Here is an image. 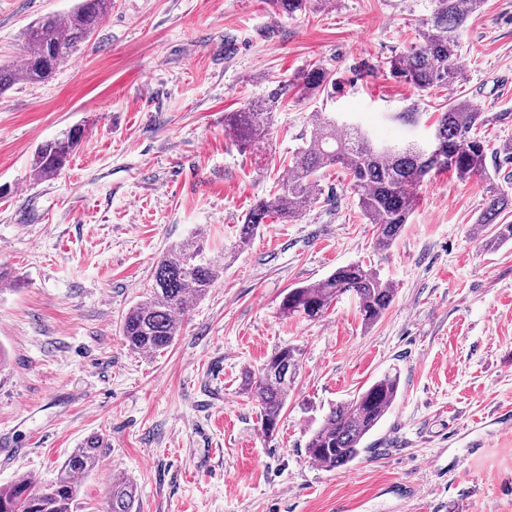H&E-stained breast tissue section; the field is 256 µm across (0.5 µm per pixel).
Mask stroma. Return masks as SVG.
I'll return each instance as SVG.
<instances>
[{
  "label": "stroma",
  "instance_id": "35a3bbf8",
  "mask_svg": "<svg viewBox=\"0 0 512 512\" xmlns=\"http://www.w3.org/2000/svg\"><path fill=\"white\" fill-rule=\"evenodd\" d=\"M77 0H0V63L18 64L27 25ZM434 0H311L289 15L267 0H112L92 37L46 80L0 94V484H51L91 436L99 465L76 512H107L113 480L137 512H512V243L483 246L493 181L440 173L417 189L400 235L377 250L340 169L296 221L238 229L288 178L316 113L375 140L423 141L461 97L512 140V0H485L462 33L460 85L417 94L388 66ZM319 66L316 94L289 92L263 144L243 151L224 115ZM418 106L414 123L395 113ZM509 113L496 121L495 113ZM83 130L68 165L36 178V148ZM221 274L165 352L131 350L120 324L160 256L193 232ZM361 262L395 296L372 325L346 293L318 319L286 317L284 293ZM298 349L272 435L242 389L280 346ZM388 372L401 394L370 450L329 470L305 453L330 405Z\"/></svg>",
  "mask_w": 512,
  "mask_h": 512
}]
</instances>
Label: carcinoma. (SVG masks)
<instances>
[{"mask_svg": "<svg viewBox=\"0 0 512 512\" xmlns=\"http://www.w3.org/2000/svg\"><path fill=\"white\" fill-rule=\"evenodd\" d=\"M112 0H80L66 15L46 14L25 30L21 67L0 65V93L19 82L50 77L95 30ZM483 0H435L432 15L423 23L420 41L403 56L390 61V72L423 94L437 84L450 87L462 81L456 64L460 32L478 11ZM329 74L314 67L302 76L303 90H319ZM290 84L280 81L267 96L245 104L224 116V130L235 145L247 150L269 134L272 114L288 100ZM488 121L466 99L457 98L441 113L432 141L436 152L412 143L405 146L378 144L360 128L344 127L327 115L312 121L309 138L288 166V179L280 192L263 198L246 215L240 227V243H247L276 214L294 218L317 199L318 174L330 167L343 169L348 188L357 195L358 206L370 223L377 225L376 247L393 244L413 214L416 188L444 170L451 169L462 180L490 178L487 144L480 130ZM83 135L72 127L42 144L33 159L34 175L53 176L69 161ZM512 210V195L492 189L478 224L490 228L486 246L512 242V224H499V216ZM217 267L206 257L204 237L195 234L172 247L155 264L153 283L147 296L131 306L121 320V333L129 347L140 353L157 354L168 349L181 328L180 316L189 312L213 286ZM350 292L359 301L366 324L377 321L395 295L393 284L373 269L359 263L336 268L326 278L292 288L281 302L285 315L309 319L320 316L339 295ZM295 347L276 349L258 371H247L242 385L257 402L262 427L275 431L288 402L296 366ZM400 395V377L386 374L352 399L330 408L323 423L310 436L307 456L328 470L345 467L366 451L365 441L380 425ZM104 441L87 438L65 460L50 486L35 501L25 493L33 483L19 476L0 485V507L10 512H75L79 477L92 471L103 452ZM137 487L127 481L112 482L107 512H133Z\"/></svg>", "mask_w": 512, "mask_h": 512, "instance_id": "carcinoma-1", "label": "carcinoma"}]
</instances>
